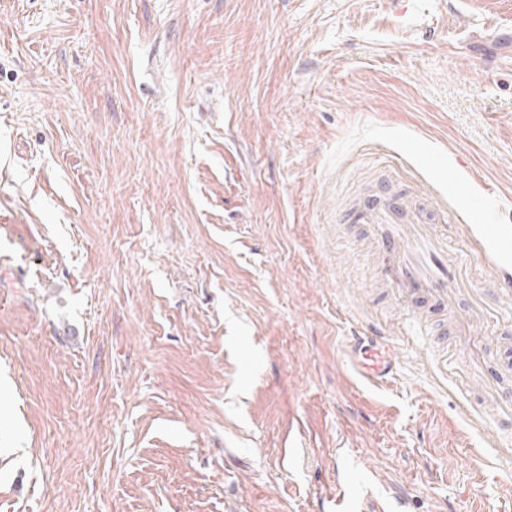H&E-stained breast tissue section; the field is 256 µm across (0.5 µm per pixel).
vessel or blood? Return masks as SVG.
Instances as JSON below:
<instances>
[{
  "mask_svg": "<svg viewBox=\"0 0 512 512\" xmlns=\"http://www.w3.org/2000/svg\"><path fill=\"white\" fill-rule=\"evenodd\" d=\"M362 218L376 229L382 277L395 295L417 294L443 310L449 289L468 287L462 258L448 249L445 237L429 232L419 212L398 210L385 200L368 205ZM463 231L471 252L492 269L501 297L512 301V225L467 224ZM379 343L376 336H357L351 343L353 352L372 357L362 376L374 386L384 385L395 368L390 357L378 354Z\"/></svg>",
  "mask_w": 512,
  "mask_h": 512,
  "instance_id": "vessel-or-blood-1",
  "label": "vessel or blood"
}]
</instances>
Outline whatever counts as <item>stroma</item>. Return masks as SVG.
<instances>
[{
    "label": "stroma",
    "instance_id": "obj_1",
    "mask_svg": "<svg viewBox=\"0 0 512 512\" xmlns=\"http://www.w3.org/2000/svg\"><path fill=\"white\" fill-rule=\"evenodd\" d=\"M505 27L512 0H7L0 512H512V314L393 295L360 218L421 204L482 284L453 213L512 225ZM380 338L381 336H355L350 345L355 354H362L363 357L372 355L370 357L373 358H371L373 363L364 367L366 371H360V374L367 383L374 386L384 385L395 368L394 361L390 357L379 355L381 352L376 349V346L385 343ZM375 354L378 357L373 356Z\"/></svg>",
    "mask_w": 512,
    "mask_h": 512
}]
</instances>
